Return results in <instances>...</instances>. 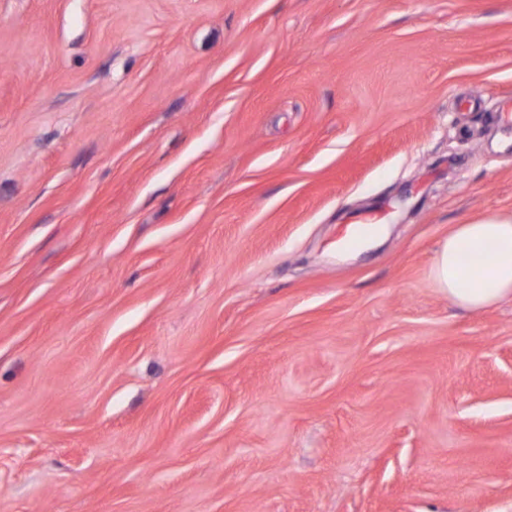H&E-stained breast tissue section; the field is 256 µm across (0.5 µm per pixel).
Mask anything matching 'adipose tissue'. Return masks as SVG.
<instances>
[{
    "instance_id": "adipose-tissue-1",
    "label": "adipose tissue",
    "mask_w": 512,
    "mask_h": 512,
    "mask_svg": "<svg viewBox=\"0 0 512 512\" xmlns=\"http://www.w3.org/2000/svg\"><path fill=\"white\" fill-rule=\"evenodd\" d=\"M493 244L492 256L464 266L463 253ZM432 277L457 306L479 310L512 299V216H489L458 225L437 249Z\"/></svg>"
}]
</instances>
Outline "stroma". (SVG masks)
<instances>
[{
	"label": "stroma",
	"mask_w": 512,
	"mask_h": 512,
	"mask_svg": "<svg viewBox=\"0 0 512 512\" xmlns=\"http://www.w3.org/2000/svg\"><path fill=\"white\" fill-rule=\"evenodd\" d=\"M510 98L512 0H0V512H512ZM379 219L373 214H364L347 227L343 240L351 246H357L369 238L375 231ZM494 245L492 256L475 267L464 266L463 253ZM432 277L455 305L479 310L512 299V216H489L459 224L437 249Z\"/></svg>",
	"instance_id": "stroma-1"
}]
</instances>
